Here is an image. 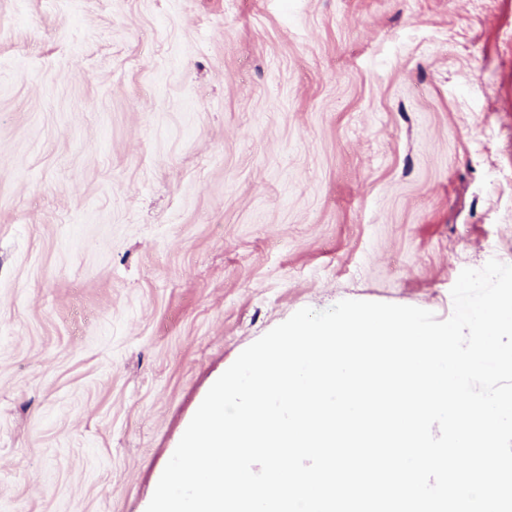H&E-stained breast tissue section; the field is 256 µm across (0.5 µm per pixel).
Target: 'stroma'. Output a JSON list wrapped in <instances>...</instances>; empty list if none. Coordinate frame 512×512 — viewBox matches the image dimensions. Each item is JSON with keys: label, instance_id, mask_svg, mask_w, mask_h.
<instances>
[{"label": "stroma", "instance_id": "stroma-1", "mask_svg": "<svg viewBox=\"0 0 512 512\" xmlns=\"http://www.w3.org/2000/svg\"><path fill=\"white\" fill-rule=\"evenodd\" d=\"M512 264V0H0V512H142L304 307Z\"/></svg>", "mask_w": 512, "mask_h": 512}]
</instances>
